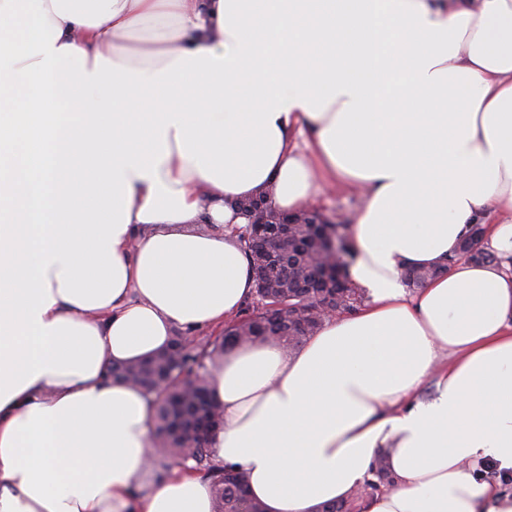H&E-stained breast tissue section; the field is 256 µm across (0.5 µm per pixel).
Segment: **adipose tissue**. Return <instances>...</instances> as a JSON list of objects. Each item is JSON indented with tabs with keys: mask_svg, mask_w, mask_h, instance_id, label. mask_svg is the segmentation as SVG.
Listing matches in <instances>:
<instances>
[{
	"mask_svg": "<svg viewBox=\"0 0 512 512\" xmlns=\"http://www.w3.org/2000/svg\"><path fill=\"white\" fill-rule=\"evenodd\" d=\"M327 185L363 197L365 303L225 354L218 463L264 512L350 498L382 454L363 512H512V0H0V512H212L105 367L233 319L235 204ZM474 224L496 262L408 293Z\"/></svg>",
	"mask_w": 512,
	"mask_h": 512,
	"instance_id": "1",
	"label": "adipose tissue"
}]
</instances>
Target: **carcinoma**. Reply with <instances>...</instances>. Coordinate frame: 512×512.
Returning <instances> with one entry per match:
<instances>
[{
	"mask_svg": "<svg viewBox=\"0 0 512 512\" xmlns=\"http://www.w3.org/2000/svg\"><path fill=\"white\" fill-rule=\"evenodd\" d=\"M300 241L288 243L293 256L287 280L279 288H254L252 301L239 316L224 325V334L213 342L195 343L186 348V333L177 330L172 341L178 345V356L159 363L139 366H120L108 369L112 376L128 379L150 397L154 405V434L159 444L155 463L168 467L181 462H193L192 471L208 480L213 489V512H239L242 503L252 508L261 505L250 499L245 475L232 467L218 465L213 460L211 441L201 436H212L217 427L205 429L201 418L220 417V406L210 388V374L197 375L194 367L204 362L212 367L224 359V352L232 347L252 343L257 339L277 342L294 349L303 343L323 320L315 294L288 285V279L306 268L305 257L315 251L310 246L299 247L311 238L308 230H301ZM437 274L434 268L410 269L406 284L411 289L421 288ZM362 296L355 288L348 289L337 303L339 313L358 310Z\"/></svg>",
	"mask_w": 512,
	"mask_h": 512,
	"instance_id": "carcinoma-1",
	"label": "carcinoma"
}]
</instances>
